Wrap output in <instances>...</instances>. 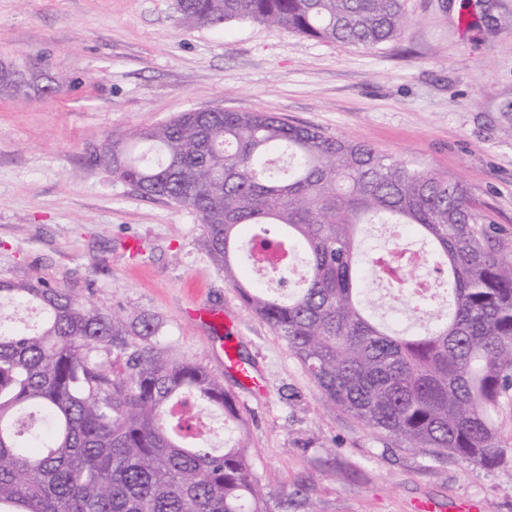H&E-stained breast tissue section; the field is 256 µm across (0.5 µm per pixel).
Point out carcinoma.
I'll use <instances>...</instances> for the list:
<instances>
[{
  "label": "carcinoma",
  "instance_id": "obj_1",
  "mask_svg": "<svg viewBox=\"0 0 512 512\" xmlns=\"http://www.w3.org/2000/svg\"><path fill=\"white\" fill-rule=\"evenodd\" d=\"M186 30L246 20L325 43L374 48L406 23L404 0H177ZM34 75L0 69L26 97ZM86 161L141 196L190 209L244 304L281 336L323 397L403 448L506 464L494 419L512 390V251L459 180L330 138L273 112L193 109L107 136ZM263 225L248 247L240 228ZM372 224L415 229L448 273V314L415 336L368 314L358 287ZM307 271L288 292L239 279L269 227ZM43 314L33 331L0 313V512H299L310 488L276 501L253 469L224 380L157 345L160 324L87 303L42 280L0 279L4 303ZM104 348L112 359H99ZM218 410L224 447L190 442Z\"/></svg>",
  "mask_w": 512,
  "mask_h": 512
}]
</instances>
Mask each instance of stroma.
Here are the masks:
<instances>
[{"label": "stroma", "mask_w": 512, "mask_h": 512, "mask_svg": "<svg viewBox=\"0 0 512 512\" xmlns=\"http://www.w3.org/2000/svg\"><path fill=\"white\" fill-rule=\"evenodd\" d=\"M404 7L401 34L362 49L247 21L184 31L176 0H0V64L50 88L0 92V278L159 319L169 357L223 377L276 497L304 481L315 512H414L421 500L512 512V394L496 412L504 466L398 447L323 398L225 281L195 214L85 161L93 139L192 109L275 112L461 180L512 245V0ZM201 304L230 320L258 388L225 371L212 330L189 315Z\"/></svg>", "instance_id": "stroma-1"}]
</instances>
